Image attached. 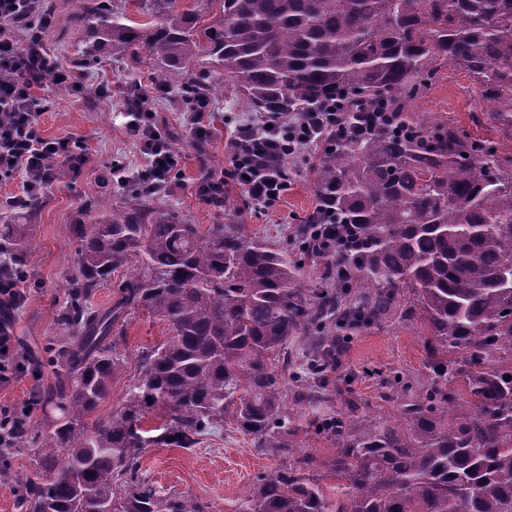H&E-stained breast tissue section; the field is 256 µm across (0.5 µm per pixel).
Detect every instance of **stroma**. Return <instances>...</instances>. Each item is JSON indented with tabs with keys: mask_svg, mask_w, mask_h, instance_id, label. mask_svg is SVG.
I'll return each mask as SVG.
<instances>
[{
	"mask_svg": "<svg viewBox=\"0 0 512 512\" xmlns=\"http://www.w3.org/2000/svg\"><path fill=\"white\" fill-rule=\"evenodd\" d=\"M53 24L45 34L46 48L64 68H72L74 45L81 35L74 22L83 0H55ZM100 63L90 71H78L79 88L57 89L43 83L36 94L44 112L41 130L50 140L81 142L88 161L79 177H57L44 188L35 210H8L5 202L23 190L24 173L0 182V216L30 227L32 253L27 262V298L10 310L11 325L30 370L11 384L0 387V404L20 402L32 392H46L56 379L57 364L51 351L65 331L59 321L70 297L67 279L77 258L79 243L73 226L97 219L102 210H121L135 204L163 209L189 224H237L272 247L294 253L300 224L316 206L312 167L318 148L287 159L288 192L276 208L265 211L248 204L233 182L224 185V199L216 204L197 191L202 168L228 169L225 145L238 122L257 119L244 97L232 93L222 74L213 72L210 95L213 134L206 143L192 141L187 132L188 114L179 106V90L165 87L155 92L149 76L152 60L147 54L131 59L129 52L103 49ZM426 84L408 103L412 116L430 124L446 123L469 138L512 155V131L495 114L479 85L463 70L435 63ZM142 87L154 92L152 110L156 122L180 156V173L173 187L156 198L139 201L132 188L103 185L99 176L112 162L129 173L142 169L146 159L125 130V114L133 104L130 91ZM122 334L117 352L120 367L112 378L109 396L93 414L94 420L110 419L119 410L137 375L143 352L167 337L165 323L143 309L129 310L118 324ZM341 357L329 380L331 397L314 407L299 402L297 394L308 382L305 348L290 344V365L280 370L284 392L283 413L292 432L290 453H261L252 438L230 423L202 435L192 449L153 444L146 448L139 480L158 491L183 496L206 507V512H237L256 477L275 468H288L313 457L326 461L336 453V436L324 431L327 419H389L398 415L401 402L412 391L433 385L436 377L428 364L429 331L412 303L399 298L381 321L339 333ZM56 415L35 407L28 423L30 440L12 450L8 463L18 480L0 485V512H25L18 501L20 480L41 474L40 444L53 432Z\"/></svg>",
	"mask_w": 512,
	"mask_h": 512,
	"instance_id": "stroma-1",
	"label": "stroma"
}]
</instances>
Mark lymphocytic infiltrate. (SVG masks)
<instances>
[{
    "label": "lymphocytic infiltrate",
    "mask_w": 512,
    "mask_h": 512,
    "mask_svg": "<svg viewBox=\"0 0 512 512\" xmlns=\"http://www.w3.org/2000/svg\"><path fill=\"white\" fill-rule=\"evenodd\" d=\"M41 0H0V21L20 25L24 37L15 40L11 31L0 30V71L13 73L10 81L0 82V176L24 171L25 197H35L53 182L58 166L71 172L83 169L87 158L77 143L45 139L39 118L41 101L33 94L44 77L55 84L68 85L72 74L44 45L43 34L52 19L40 11ZM137 106L129 112L126 128L139 141L147 158L146 167L136 178H129L123 165L112 164L104 171V183L132 186L135 194L151 199L169 189L179 173L180 157L157 127L151 110L152 97L136 90ZM344 115L338 111L311 112L289 120L265 112L255 121L238 125L228 141L230 169L227 176L203 171L199 193L211 201H221L224 181L232 179L247 200L272 209L288 189L282 170L284 159L314 145H325L326 133L344 136Z\"/></svg>",
    "instance_id": "1"
}]
</instances>
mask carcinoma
I'll return each instance as SVG.
<instances>
[{"label": "carcinoma", "instance_id": "1", "mask_svg": "<svg viewBox=\"0 0 512 512\" xmlns=\"http://www.w3.org/2000/svg\"><path fill=\"white\" fill-rule=\"evenodd\" d=\"M200 26L177 0H141L151 20L125 23L99 0L76 23V64L92 68L110 45L154 60L153 80L186 81L199 57L257 112L298 117L339 93L385 117L323 152L313 169V218L345 241L326 257L325 286L305 288L297 262L231 224H185L139 206L73 225L80 242L60 316L69 357L41 403L57 412L44 442L49 477L22 484L26 512H204L137 479L150 443L191 448L225 420L263 451L291 448L278 366L288 342L314 349L320 378L300 400L325 399L336 332L379 321L409 296L432 336L428 359L444 380L403 402L392 420L336 421V498L318 475L274 469L250 487L242 512H512V158L454 127H429L401 106L428 66L464 68L498 112L512 113V0H218ZM25 224L0 225V253L19 269ZM138 272L100 312L87 300L112 273ZM143 308L167 326L140 377L108 421L86 419L110 394L119 367L112 335ZM165 413L159 434L142 419Z\"/></svg>", "mask_w": 512, "mask_h": 512}]
</instances>
